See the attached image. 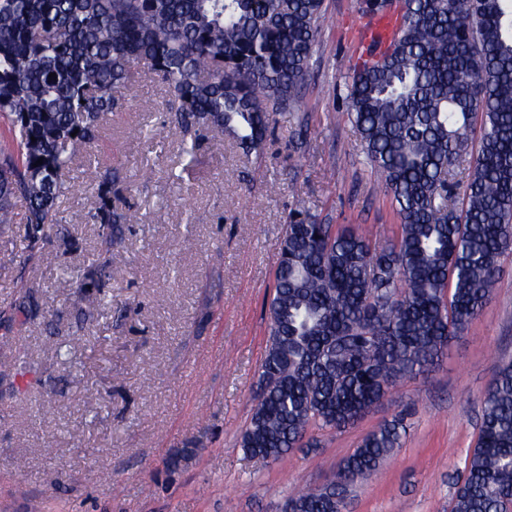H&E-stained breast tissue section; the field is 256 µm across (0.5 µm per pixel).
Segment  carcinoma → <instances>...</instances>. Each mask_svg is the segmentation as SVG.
<instances>
[{
	"label": "carcinoma",
	"instance_id": "cac0c4a2",
	"mask_svg": "<svg viewBox=\"0 0 512 512\" xmlns=\"http://www.w3.org/2000/svg\"><path fill=\"white\" fill-rule=\"evenodd\" d=\"M391 44L356 47L348 116L397 219L385 244L352 225L285 226L259 387L240 445L278 460L342 431L397 383L427 371L489 302L512 248V0H398ZM391 12L363 0L362 15ZM323 0H0V225L25 205L32 238L62 223L72 165L92 161L138 67L170 96L173 128L234 134L258 151L296 107ZM54 77H49V74ZM43 163L35 165L38 159ZM96 162L87 221L112 243L130 221ZM108 276L76 275L80 295ZM405 432L393 419L340 465L350 476L288 497L290 512H341ZM451 512H512V361L481 402Z\"/></svg>",
	"mask_w": 512,
	"mask_h": 512
}]
</instances>
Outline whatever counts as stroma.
Instances as JSON below:
<instances>
[{"label":"stroma","mask_w":512,"mask_h":512,"mask_svg":"<svg viewBox=\"0 0 512 512\" xmlns=\"http://www.w3.org/2000/svg\"><path fill=\"white\" fill-rule=\"evenodd\" d=\"M359 6L324 0L302 105L252 156L214 129L184 155L161 83L145 73L124 89L127 108L96 143L132 215L111 248L77 191L47 239L33 241L21 220L0 226V337L31 362L5 369L10 349H0V512H282L295 489L326 486L366 433L397 416L401 448L349 487L342 512H450L482 395L512 360V252L490 303L442 361L354 426L313 430L316 447L276 461L240 446L297 198L309 224H353L380 243L397 230L347 117ZM92 263L108 266L101 306L71 280Z\"/></svg>","instance_id":"obj_1"}]
</instances>
